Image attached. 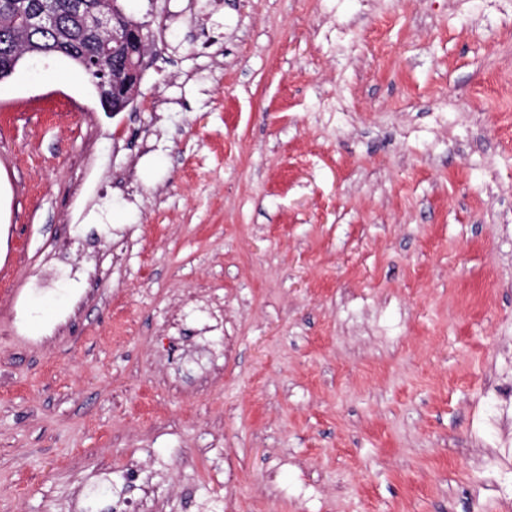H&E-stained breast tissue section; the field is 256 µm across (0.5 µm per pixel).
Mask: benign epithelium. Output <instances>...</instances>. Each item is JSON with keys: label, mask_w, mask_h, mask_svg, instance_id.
<instances>
[{"label": "benign epithelium", "mask_w": 512, "mask_h": 512, "mask_svg": "<svg viewBox=\"0 0 512 512\" xmlns=\"http://www.w3.org/2000/svg\"><path fill=\"white\" fill-rule=\"evenodd\" d=\"M78 0H35L28 24L45 33L56 29L66 11L79 10ZM85 27L109 38L100 42L97 53H76L77 60L93 73V86L101 109L111 114L126 111L139 92L147 44L140 27L124 23L102 10L83 18Z\"/></svg>", "instance_id": "7a95c632"}]
</instances>
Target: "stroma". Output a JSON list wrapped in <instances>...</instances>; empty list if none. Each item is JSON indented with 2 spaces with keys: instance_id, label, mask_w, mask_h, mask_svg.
<instances>
[{
  "instance_id": "35a3bbf8",
  "label": "stroma",
  "mask_w": 512,
  "mask_h": 512,
  "mask_svg": "<svg viewBox=\"0 0 512 512\" xmlns=\"http://www.w3.org/2000/svg\"><path fill=\"white\" fill-rule=\"evenodd\" d=\"M122 6L0 82V512H512V0ZM31 1L0 0V29L2 24H6L10 30L9 34L3 35L9 40L13 39L15 44L23 50L22 52L32 57H46L53 54L76 63L66 54L71 40L82 43V34L73 19L62 15L66 10L78 11L80 2L78 0H34L29 11ZM28 11L29 26L44 33L54 31L60 21L57 36L34 33L29 28L15 25V17ZM132 19L139 26L124 23L116 15L102 10L85 16L83 18L85 27L100 34H107L109 38L105 41L101 40L95 54L83 52L74 54L83 67L76 64L85 71L90 81L94 76L93 86L101 109L112 115L124 112L133 106L143 77L144 58L148 46L146 42L152 36L146 22ZM3 35L0 32L1 72H4L11 63V56L2 52L1 49Z\"/></svg>"
}]
</instances>
